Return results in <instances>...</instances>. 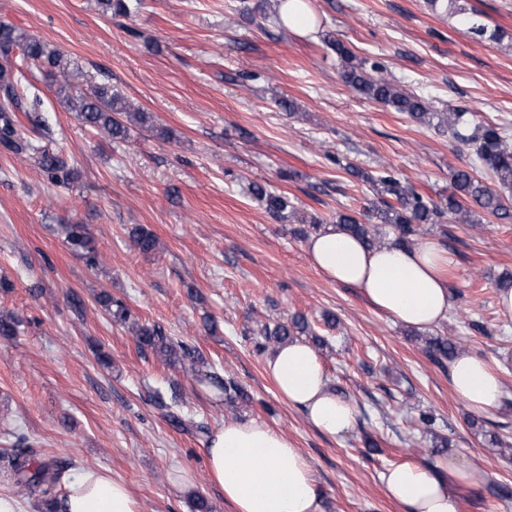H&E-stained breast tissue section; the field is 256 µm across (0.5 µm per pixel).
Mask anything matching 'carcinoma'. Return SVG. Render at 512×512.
<instances>
[{
  "label": "carcinoma",
  "mask_w": 512,
  "mask_h": 512,
  "mask_svg": "<svg viewBox=\"0 0 512 512\" xmlns=\"http://www.w3.org/2000/svg\"><path fill=\"white\" fill-rule=\"evenodd\" d=\"M97 5L102 13L115 17H127L132 9L129 0H97ZM328 44L336 52L340 78L344 84L369 100L407 114L420 125L450 129L457 139L472 147L475 164L490 171L499 185V189H493L469 171L456 168L451 173L448 196L436 202L387 169L377 177L364 176L374 187L378 198L368 209V221L362 222L352 213L338 212L337 228L358 237L369 247L391 243L411 248L424 235L427 224H479L484 214L495 217L503 224L512 223V206L504 198V193L512 191V141L505 136L502 128L475 123L466 112H436L427 99L405 91L395 76L381 66H366V61L359 59L337 39L328 41ZM16 48L21 51L24 63L45 72L57 97L69 111L76 113L82 124L108 135L112 141L122 142L127 138L128 127L121 116L130 115L142 124L151 121L146 112L134 107L108 82H95L85 87L76 84L71 60L63 52L32 35L0 24V52L8 53ZM21 81L22 76L0 67V99L26 113L31 124L42 126L45 124L41 115L42 100L37 94L30 98L20 96L18 86ZM0 145L16 155L34 159L51 182L64 186L70 183L72 170L65 161L28 139L6 108L0 110ZM252 191L275 219L308 223L315 233L321 230L324 221L314 215H299L290 198L268 193L257 185L252 187ZM130 236L141 252L156 251L158 240L147 228L137 225L130 231ZM66 240L83 257L86 265L92 268L100 265V255L83 225H69ZM98 301L115 322L131 323L141 352L149 351L170 366L186 364L188 370L196 371L201 357L195 347L172 339L158 325L148 326L132 321L128 306L109 293L101 294ZM17 333L18 321L15 317L1 313L0 338L8 339ZM250 333L259 337L257 347L263 350L271 344L282 345L299 336L310 337L318 348L327 344L326 338L318 335L302 314L273 324L256 321ZM457 348L458 344L446 336H434L425 341V353L438 364L454 358ZM208 379L224 391L225 400L229 403L244 398V392L237 383L215 373L208 375ZM25 443L26 438H18L16 448L10 454L1 455L0 462L12 471L19 487L36 492L53 479L56 464L30 463L33 451L26 448Z\"/></svg>",
  "instance_id": "cac0c4a2"
}]
</instances>
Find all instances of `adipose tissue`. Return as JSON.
<instances>
[{
	"label": "adipose tissue",
	"instance_id": "obj_1",
	"mask_svg": "<svg viewBox=\"0 0 512 512\" xmlns=\"http://www.w3.org/2000/svg\"><path fill=\"white\" fill-rule=\"evenodd\" d=\"M313 265L330 281L358 288L379 311L405 326L431 329L448 317L450 256L436 240L410 249L366 248L327 226L305 243ZM266 371L288 402L304 410L311 425L331 436L354 425V405L332 390L316 351L293 341L266 360ZM455 393L472 409L499 408L503 386L483 359L460 354L449 366ZM208 473L236 512H320L319 487L307 459L282 432L255 420L225 419L206 450ZM483 470L443 458L428 466L408 460L386 469L381 481L406 512H458L452 484L476 485ZM60 512H139L127 485L108 470L80 468L63 478Z\"/></svg>",
	"mask_w": 512,
	"mask_h": 512
}]
</instances>
